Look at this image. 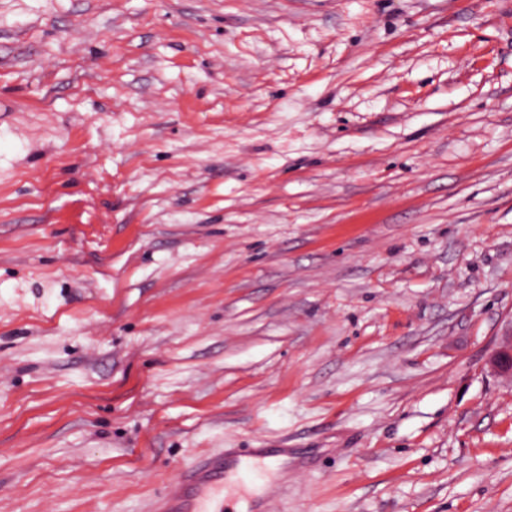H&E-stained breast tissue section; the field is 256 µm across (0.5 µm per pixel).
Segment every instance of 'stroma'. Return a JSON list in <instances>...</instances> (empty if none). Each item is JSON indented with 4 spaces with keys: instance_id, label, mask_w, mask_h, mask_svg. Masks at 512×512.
Segmentation results:
<instances>
[{
    "instance_id": "35a3bbf8",
    "label": "stroma",
    "mask_w": 512,
    "mask_h": 512,
    "mask_svg": "<svg viewBox=\"0 0 512 512\" xmlns=\"http://www.w3.org/2000/svg\"><path fill=\"white\" fill-rule=\"evenodd\" d=\"M512 0H0V512H512ZM492 373L512 380V324L507 336H502L497 350L489 359ZM288 454L284 448H245L232 453L205 456L189 464L180 477L154 503L155 512H269L275 490L256 494L247 486L254 477H264L266 459ZM237 476L242 494L224 500V480L229 472ZM244 502L246 508H231L227 503Z\"/></svg>"
}]
</instances>
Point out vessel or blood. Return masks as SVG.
<instances>
[{"instance_id": "b4317fda", "label": "vessel or blood", "mask_w": 512, "mask_h": 512, "mask_svg": "<svg viewBox=\"0 0 512 512\" xmlns=\"http://www.w3.org/2000/svg\"><path fill=\"white\" fill-rule=\"evenodd\" d=\"M278 448H245L209 455L189 464L154 503V512H235L224 498V480L236 474L244 512H270L273 493L256 494L248 485L266 474V461L281 456Z\"/></svg>"}]
</instances>
